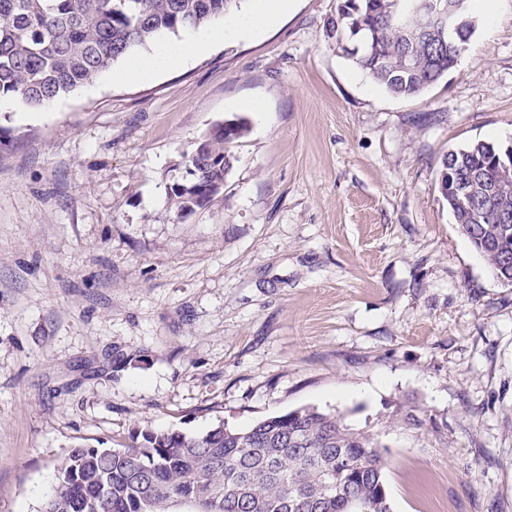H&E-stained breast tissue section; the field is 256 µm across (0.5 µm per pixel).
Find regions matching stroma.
Returning a JSON list of instances; mask_svg holds the SVG:
<instances>
[{
	"mask_svg": "<svg viewBox=\"0 0 512 512\" xmlns=\"http://www.w3.org/2000/svg\"><path fill=\"white\" fill-rule=\"evenodd\" d=\"M338 3L0 109V512H40L75 445L302 407L380 436L392 512H512V286L439 188L449 150L512 144V0L413 96L328 37ZM239 118L174 221L184 158ZM224 123H227L226 126ZM222 132H224V137L216 136L217 134L221 135ZM245 132L246 124L241 119L227 120L214 125L204 140L199 143L201 145H198L199 147L195 154L204 157L206 155V140L216 136L208 150L213 160L203 159L208 165L213 163L206 173L203 172L200 180L194 181L195 186H193L194 184H187L181 191L173 190L172 193H168L174 212V220L180 218L181 212L184 210H193L197 206V196L203 192L202 189L207 187L208 184L206 196L198 200V203L201 204L199 208L205 206L214 196L221 192L224 188V183L213 182L210 184L209 182L221 180L224 177V171L226 172V169L229 168V161L226 159V147L235 139L242 137Z\"/></svg>",
	"mask_w": 512,
	"mask_h": 512,
	"instance_id": "obj_1",
	"label": "stroma"
}]
</instances>
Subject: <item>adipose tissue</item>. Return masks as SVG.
I'll use <instances>...</instances> for the list:
<instances>
[{"label": "adipose tissue", "instance_id": "1", "mask_svg": "<svg viewBox=\"0 0 512 512\" xmlns=\"http://www.w3.org/2000/svg\"><path fill=\"white\" fill-rule=\"evenodd\" d=\"M288 4L289 0H255L253 9L247 15L225 18L217 27L189 41L159 44L150 54L134 59L129 71L137 76H148L180 63L192 53L203 49L212 39H234L262 30Z\"/></svg>", "mask_w": 512, "mask_h": 512}]
</instances>
